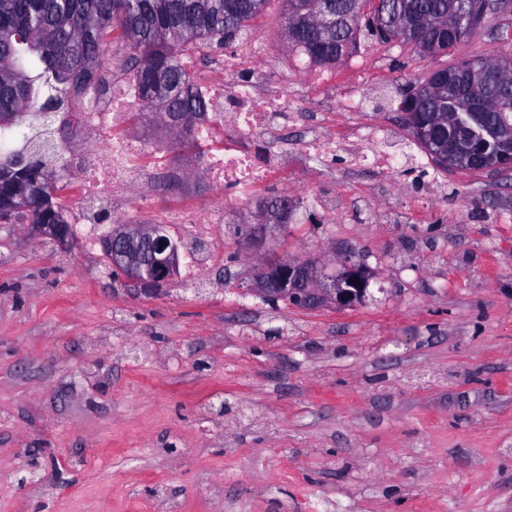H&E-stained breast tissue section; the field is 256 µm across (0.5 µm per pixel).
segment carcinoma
I'll return each instance as SVG.
<instances>
[{
  "label": "carcinoma",
  "instance_id": "obj_1",
  "mask_svg": "<svg viewBox=\"0 0 512 512\" xmlns=\"http://www.w3.org/2000/svg\"><path fill=\"white\" fill-rule=\"evenodd\" d=\"M268 0H0V133L12 131L42 112L73 111L76 94L100 83L99 67L83 56L122 58L142 98L160 106L194 145L195 123L206 104L182 64L191 47L214 53L233 44L261 17ZM284 31L291 50L314 64H334L360 39L396 41L421 57L448 52L475 34L487 17L483 0H321L328 19L322 32L308 26L311 0H286ZM433 70L415 92L398 102L401 120L414 143L438 166L451 170L447 148L466 145L462 135L433 126L434 113L472 110L488 125L512 130V86L500 85L495 69L470 62ZM31 140L0 151V223L65 224L54 199L59 186L42 173L43 163L19 162ZM512 155V138L490 143L463 166L486 171L485 159ZM285 197L261 199L276 208L272 222L289 223L293 204Z\"/></svg>",
  "mask_w": 512,
  "mask_h": 512
}]
</instances>
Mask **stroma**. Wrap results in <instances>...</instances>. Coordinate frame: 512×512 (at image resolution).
Wrapping results in <instances>:
<instances>
[{
    "label": "stroma",
    "mask_w": 512,
    "mask_h": 512,
    "mask_svg": "<svg viewBox=\"0 0 512 512\" xmlns=\"http://www.w3.org/2000/svg\"><path fill=\"white\" fill-rule=\"evenodd\" d=\"M285 9L269 0L247 33L267 58L290 54ZM509 51L512 11L448 53L365 43L363 72L340 62L335 89L293 87L303 116L389 130L414 155L401 88ZM128 133L178 166L152 177L156 206L220 201L165 126ZM104 149L67 126L60 168L77 178ZM404 180L338 160L288 176L308 198L265 247L361 251L370 285L349 309L261 302L258 254L229 232L223 264L149 293L81 244L0 224V512H512V189L488 172ZM361 188L351 223L314 205Z\"/></svg>",
    "instance_id": "stroma-1"
}]
</instances>
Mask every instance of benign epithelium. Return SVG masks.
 <instances>
[{"instance_id":"7a95c632","label":"benign epithelium","mask_w":512,"mask_h":512,"mask_svg":"<svg viewBox=\"0 0 512 512\" xmlns=\"http://www.w3.org/2000/svg\"><path fill=\"white\" fill-rule=\"evenodd\" d=\"M502 132L497 127L478 126L469 128L467 143L475 146L490 139L499 140ZM245 236L248 245L256 247L260 241L277 231L285 229L283 224L266 223L263 209H257L256 222ZM28 234L33 237H48L63 247L72 244L69 228L65 224H28ZM111 250V266L125 280L138 286L150 281H165L170 278L175 265V250L157 224H120L108 237ZM340 266L334 279H327L323 266L315 259L295 260L276 253H266L257 267L251 292L259 298L279 293L288 298V303L307 308L333 304L345 308L357 303V292L369 280L366 268L356 262L351 248L345 247L334 255ZM359 283H354V280Z\"/></svg>"}]
</instances>
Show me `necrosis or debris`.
<instances>
[{
	"label": "necrosis or debris",
	"instance_id": "necrosis-or-debris-1",
	"mask_svg": "<svg viewBox=\"0 0 512 512\" xmlns=\"http://www.w3.org/2000/svg\"><path fill=\"white\" fill-rule=\"evenodd\" d=\"M255 53V45L248 42L226 50L214 81L195 86L207 104L208 118L196 128L203 153L199 168L191 176L222 190L224 197L206 212L182 207L164 218L186 243L181 263L186 277L201 276L223 263L225 216L240 212L257 193L286 180L288 152L277 146L275 133L294 117L297 101L279 74L269 73L267 65H259L250 78H241L242 63ZM144 104L134 77L129 75L113 86L111 94L92 98L82 108L83 126L96 132L108 147L79 180V206L111 210L117 192L135 198L141 208L152 206L153 198L147 190L148 169L166 167L169 157L149 151L127 133L131 107ZM388 136L384 129L372 131L364 139L355 132L331 133L304 145L300 154L327 161L342 151L351 170L372 169L384 182L405 166L399 155L384 149ZM247 139L261 141V148H245L243 142Z\"/></svg>",
	"mask_w": 512,
	"mask_h": 512
}]
</instances>
